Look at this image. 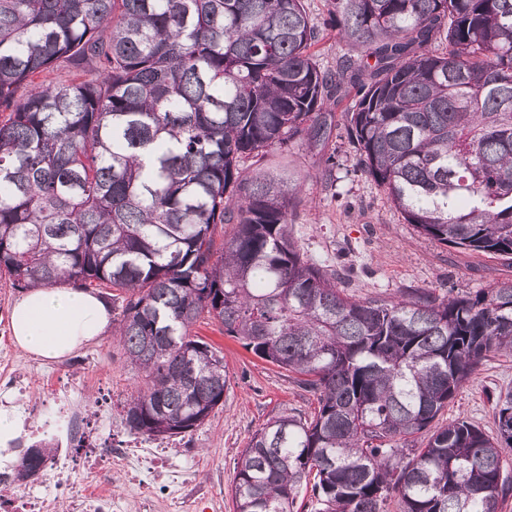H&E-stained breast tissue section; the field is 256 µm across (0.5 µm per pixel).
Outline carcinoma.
Instances as JSON below:
<instances>
[{
  "label": "carcinoma",
  "mask_w": 512,
  "mask_h": 512,
  "mask_svg": "<svg viewBox=\"0 0 512 512\" xmlns=\"http://www.w3.org/2000/svg\"><path fill=\"white\" fill-rule=\"evenodd\" d=\"M325 25L334 69L304 0H0V276L113 291L140 377L121 419L150 439L224 399L200 320L297 375L314 412L252 435L234 512H294L304 484L311 512H503L512 388L494 434L433 423L512 351V280L357 300L295 240L297 180L240 162L324 141L342 103L356 168L407 223L511 259L512 0H328ZM61 64L91 76L35 83ZM54 452L24 449L16 481Z\"/></svg>",
  "instance_id": "1"
}]
</instances>
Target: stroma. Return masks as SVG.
Wrapping results in <instances>:
<instances>
[{"label":"stroma","mask_w":512,"mask_h":512,"mask_svg":"<svg viewBox=\"0 0 512 512\" xmlns=\"http://www.w3.org/2000/svg\"><path fill=\"white\" fill-rule=\"evenodd\" d=\"M335 155V166L325 159ZM264 164L288 168L302 184L293 233L307 258L333 266L339 287L358 299L396 298L407 290L437 292L448 288L475 292L512 280V262L438 244L419 234L396 211L382 187L355 172V152L342 127L314 148L295 141L287 150L272 149ZM22 292L0 279V371L12 368L28 377L29 399L47 404L55 390L67 388L87 415L95 438L113 447L164 445L168 466L193 474L192 485L174 496L144 500L126 474L112 476L113 494L125 512H174L172 497L192 499L195 512H233L235 462L253 433L281 413L310 414L315 401L298 387L293 374L246 350L218 325L199 323L192 332L220 350L229 376L224 401L193 432L157 441L129 432L121 410L138 379L114 336L108 335L77 353L47 361L21 349L11 331L12 309ZM512 387V356L485 361L440 416V424L463 417L487 433L496 430L494 398Z\"/></svg>","instance_id":"1"}]
</instances>
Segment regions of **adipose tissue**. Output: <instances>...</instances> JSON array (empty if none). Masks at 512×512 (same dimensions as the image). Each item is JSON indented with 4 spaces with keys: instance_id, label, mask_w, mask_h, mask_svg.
Instances as JSON below:
<instances>
[{
    "instance_id": "ef3b65f1",
    "label": "adipose tissue",
    "mask_w": 512,
    "mask_h": 512,
    "mask_svg": "<svg viewBox=\"0 0 512 512\" xmlns=\"http://www.w3.org/2000/svg\"><path fill=\"white\" fill-rule=\"evenodd\" d=\"M111 313L96 295L74 288H33L15 305L11 330L17 345L48 360L73 355L100 338Z\"/></svg>"
}]
</instances>
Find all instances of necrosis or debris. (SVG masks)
Returning <instances> with one entry per match:
<instances>
[{"label": "necrosis or debris", "mask_w": 512, "mask_h": 512, "mask_svg": "<svg viewBox=\"0 0 512 512\" xmlns=\"http://www.w3.org/2000/svg\"><path fill=\"white\" fill-rule=\"evenodd\" d=\"M20 434L10 440L12 448H27L42 439L52 440L56 452L42 467L46 484L52 485L55 496L36 495L22 490L10 471L0 470V512H124L120 499L108 492L112 468L119 463L135 460L137 471L132 478L150 494L167 491L170 483H187L184 475H174L167 468V451L159 447L149 452L131 455L127 449L105 446L87 447V421L70 391L56 393L48 412L30 407ZM85 445L82 458H74L76 445ZM95 477L96 488L74 491L69 477L74 469Z\"/></svg>", "instance_id": "obj_1"}]
</instances>
